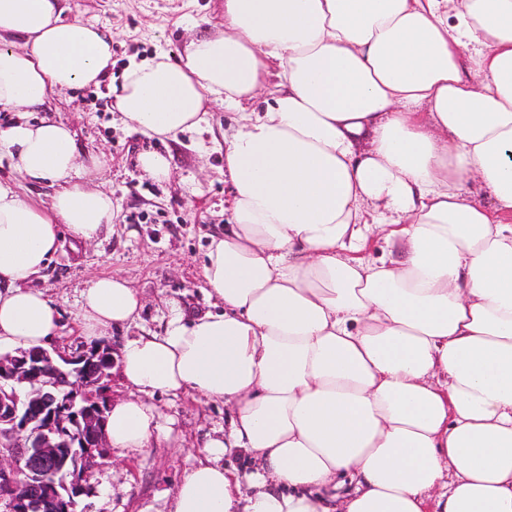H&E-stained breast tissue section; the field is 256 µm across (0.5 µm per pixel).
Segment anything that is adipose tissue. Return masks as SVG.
Returning <instances> with one entry per match:
<instances>
[{"mask_svg": "<svg viewBox=\"0 0 512 512\" xmlns=\"http://www.w3.org/2000/svg\"><path fill=\"white\" fill-rule=\"evenodd\" d=\"M66 12L0 0V109L23 115L0 156L58 187L37 205L0 180V354L54 339L59 310L28 283L61 231L92 241L114 217L44 113L112 67L111 35ZM112 92L149 137L200 130L217 100L235 112L232 217L202 265L216 309L170 306L162 334L123 343L136 395L106 422L138 451L166 432L151 395L230 406L170 512H512V0H224L219 32L130 62ZM143 306L96 277L80 333Z\"/></svg>", "mask_w": 512, "mask_h": 512, "instance_id": "ef3b65f1", "label": "adipose tissue"}]
</instances>
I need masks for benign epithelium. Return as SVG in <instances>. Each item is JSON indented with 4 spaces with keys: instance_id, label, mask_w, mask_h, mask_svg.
<instances>
[{
    "instance_id": "obj_1",
    "label": "benign epithelium",
    "mask_w": 512,
    "mask_h": 512,
    "mask_svg": "<svg viewBox=\"0 0 512 512\" xmlns=\"http://www.w3.org/2000/svg\"><path fill=\"white\" fill-rule=\"evenodd\" d=\"M97 357L114 366L119 362L118 350L110 343L83 344L70 353L42 349L0 357V435L10 439L8 452L0 451V485L5 488L0 495L3 512H43L47 507L56 510L61 503L70 507L66 499L82 492L80 481L60 487L53 484L45 496L33 492L35 479L42 478L43 470L54 465L56 448H70L71 467L77 472L109 458L105 413L111 403V377L103 367L97 371L89 367ZM62 364L83 372L88 390L86 403L78 405L72 396L60 399L45 392L60 377ZM18 384L31 388L32 402L40 407V436L34 442L28 437L31 413L20 405L15 390ZM31 448L39 452L32 455Z\"/></svg>"
}]
</instances>
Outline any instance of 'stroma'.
<instances>
[{
    "mask_svg": "<svg viewBox=\"0 0 512 512\" xmlns=\"http://www.w3.org/2000/svg\"><path fill=\"white\" fill-rule=\"evenodd\" d=\"M71 15L112 31V81L65 93L56 116L70 124L78 149L100 156L90 185L111 192L117 218L100 239L82 242L63 234L57 251L32 282L59 309L61 329L52 346L80 343L76 302L88 282L102 275L126 279L144 298L139 319L113 329L111 340L161 332L170 305L189 313L207 311L201 276L210 234L223 230L224 203L232 187L224 180V129L231 123L223 103L212 104L199 135L174 142L131 135L112 107L109 86L120 83L131 58L176 57L184 40L206 33L223 18L224 0H67ZM168 155L171 173L157 181L141 171L138 156ZM169 439L138 452L113 451L111 459L84 475L75 512H168L183 478L202 460V447L229 415L223 402L189 390L151 397Z\"/></svg>",
    "mask_w": 512,
    "mask_h": 512,
    "instance_id": "obj_1",
    "label": "stroma"
}]
</instances>
